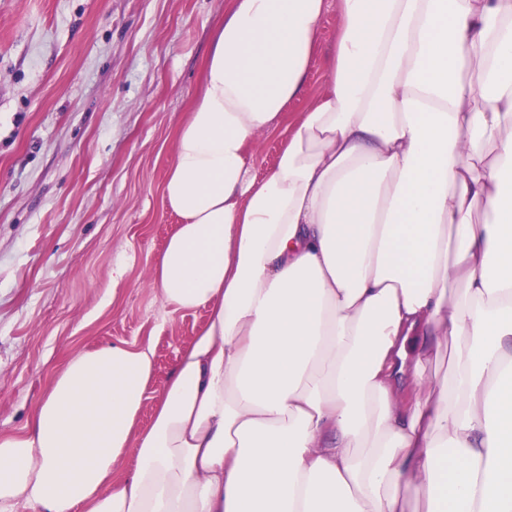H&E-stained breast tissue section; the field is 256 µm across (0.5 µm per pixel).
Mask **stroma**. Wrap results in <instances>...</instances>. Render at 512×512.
<instances>
[{
    "label": "stroma",
    "mask_w": 512,
    "mask_h": 512,
    "mask_svg": "<svg viewBox=\"0 0 512 512\" xmlns=\"http://www.w3.org/2000/svg\"><path fill=\"white\" fill-rule=\"evenodd\" d=\"M228 0H0V432L21 433L65 357L152 339L157 382L207 320L164 312L155 262L175 134ZM321 22L302 111L329 77ZM123 265V281L112 269Z\"/></svg>",
    "instance_id": "stroma-1"
}]
</instances>
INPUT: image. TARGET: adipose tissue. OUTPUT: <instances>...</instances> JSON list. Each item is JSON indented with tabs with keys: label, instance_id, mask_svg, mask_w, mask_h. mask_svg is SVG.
<instances>
[{
	"label": "adipose tissue",
	"instance_id": "1",
	"mask_svg": "<svg viewBox=\"0 0 512 512\" xmlns=\"http://www.w3.org/2000/svg\"><path fill=\"white\" fill-rule=\"evenodd\" d=\"M163 201L205 325L160 384L149 340L69 355L0 512H512V0H231ZM339 26V16L336 13V5L329 7L321 22L322 49L312 59L310 65L309 81L305 95L288 104L286 112L293 115L301 112L320 90L329 77L330 50L336 38V30ZM284 147L282 139L275 135H261L254 152V168L258 176L264 175L276 163L280 152Z\"/></svg>",
	"mask_w": 512,
	"mask_h": 512
}]
</instances>
